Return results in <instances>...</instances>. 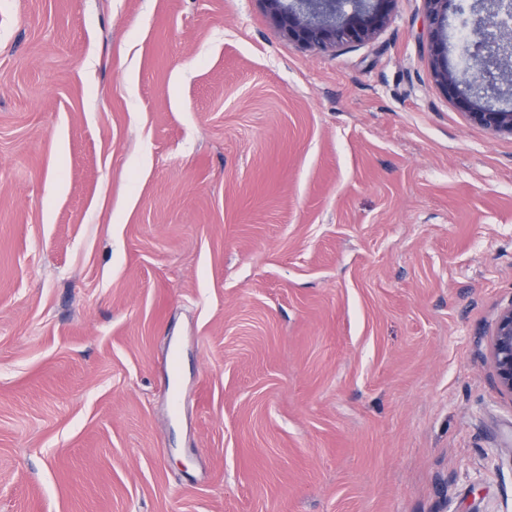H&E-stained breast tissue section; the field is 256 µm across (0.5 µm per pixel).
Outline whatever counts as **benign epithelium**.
<instances>
[{
  "label": "benign epithelium",
  "mask_w": 512,
  "mask_h": 512,
  "mask_svg": "<svg viewBox=\"0 0 512 512\" xmlns=\"http://www.w3.org/2000/svg\"><path fill=\"white\" fill-rule=\"evenodd\" d=\"M276 26L305 47L326 48L369 40L386 23L396 0H263ZM454 0H426L432 36L439 35ZM482 0L470 6V65L460 70L434 66L436 82L467 111L470 121L494 134L512 135V108H494L487 98L499 91L512 64V20L506 4ZM492 366L500 387L512 395V306L499 315Z\"/></svg>",
  "instance_id": "obj_1"
}]
</instances>
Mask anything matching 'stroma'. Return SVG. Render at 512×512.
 I'll list each match as a JSON object with an SVG mask.
<instances>
[{
	"instance_id": "1",
	"label": "stroma",
	"mask_w": 512,
	"mask_h": 512,
	"mask_svg": "<svg viewBox=\"0 0 512 512\" xmlns=\"http://www.w3.org/2000/svg\"><path fill=\"white\" fill-rule=\"evenodd\" d=\"M438 51L0 0V512H512V136ZM491 361L498 384L512 395V306L499 315L493 336Z\"/></svg>"
}]
</instances>
